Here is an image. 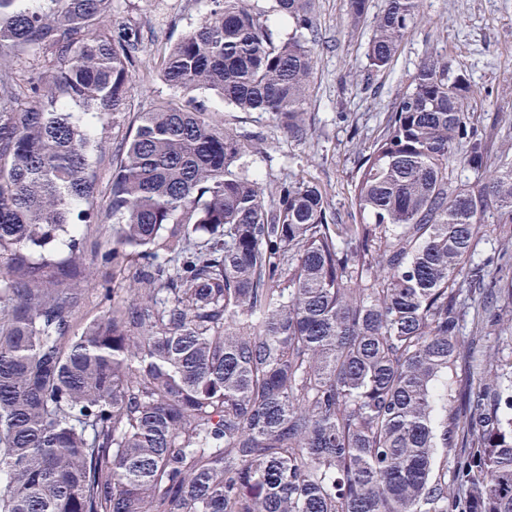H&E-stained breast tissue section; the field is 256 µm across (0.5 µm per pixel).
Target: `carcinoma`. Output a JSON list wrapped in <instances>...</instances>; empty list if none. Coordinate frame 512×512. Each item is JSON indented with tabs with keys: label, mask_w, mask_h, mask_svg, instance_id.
Wrapping results in <instances>:
<instances>
[{
	"label": "carcinoma",
	"mask_w": 512,
	"mask_h": 512,
	"mask_svg": "<svg viewBox=\"0 0 512 512\" xmlns=\"http://www.w3.org/2000/svg\"><path fill=\"white\" fill-rule=\"evenodd\" d=\"M24 2L0 0V512H512V368L463 335V292L492 322L512 297L475 258L512 223V164L455 60L419 64L358 159L361 222L338 224L317 185L264 188L243 161L259 142L176 101L209 92L307 138L315 0H274L286 38L213 0L158 66L174 97L114 152L85 116L130 111L136 29L103 23L112 0ZM348 14L381 70L423 0ZM93 152L112 278L137 275L80 323ZM461 356L478 380L450 397Z\"/></svg>",
	"instance_id": "cac0c4a2"
}]
</instances>
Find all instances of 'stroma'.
Listing matches in <instances>:
<instances>
[{
	"label": "stroma",
	"instance_id": "obj_1",
	"mask_svg": "<svg viewBox=\"0 0 512 512\" xmlns=\"http://www.w3.org/2000/svg\"><path fill=\"white\" fill-rule=\"evenodd\" d=\"M212 7V0H112L108 22L116 29L138 28L141 64L133 76L131 112L104 131L110 147L119 146L137 113L169 97V89L155 75L159 62ZM423 12L391 65L374 71L366 57L370 26H352L347 0H315L319 43L306 139L293 138L265 113L238 111L204 92L196 99L216 123L243 138L261 140V152L246 158L250 173L271 187L299 177L318 184L341 224L357 219L350 190L362 150L379 136L397 97L426 56L450 57L462 67L477 91L475 112L497 117L496 149L512 161V0H424ZM87 234L86 262L98 278L80 307L84 320L109 306L104 290L112 285V267L103 256L113 225L108 220L91 225Z\"/></svg>",
	"mask_w": 512,
	"mask_h": 512
}]
</instances>
